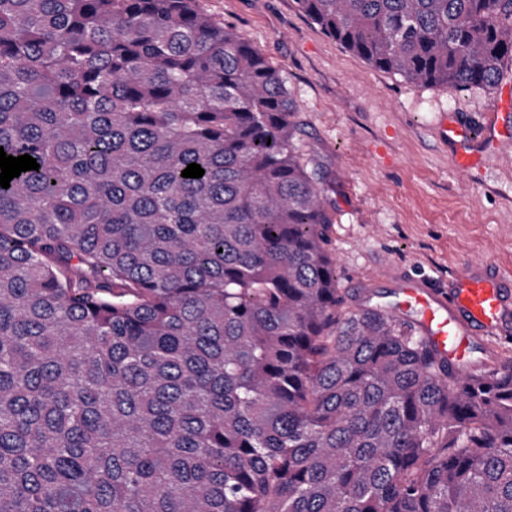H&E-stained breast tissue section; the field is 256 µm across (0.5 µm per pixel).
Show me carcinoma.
I'll return each instance as SVG.
<instances>
[{
  "label": "carcinoma",
  "mask_w": 512,
  "mask_h": 512,
  "mask_svg": "<svg viewBox=\"0 0 512 512\" xmlns=\"http://www.w3.org/2000/svg\"><path fill=\"white\" fill-rule=\"evenodd\" d=\"M296 3L409 82L512 72V0ZM296 116L198 0H0V512H512V360L343 307Z\"/></svg>",
  "instance_id": "obj_1"
}]
</instances>
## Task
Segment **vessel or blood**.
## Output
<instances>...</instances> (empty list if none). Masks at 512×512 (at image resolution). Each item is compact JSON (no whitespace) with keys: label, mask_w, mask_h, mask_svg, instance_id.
<instances>
[{"label":"vessel or blood","mask_w":512,"mask_h":512,"mask_svg":"<svg viewBox=\"0 0 512 512\" xmlns=\"http://www.w3.org/2000/svg\"><path fill=\"white\" fill-rule=\"evenodd\" d=\"M443 136L454 148L456 164L464 170L473 167L477 152L470 123L450 119ZM374 279L390 282L398 312L416 313L421 334L460 368H470L476 343L512 333V292L489 261L467 263L437 289L415 279H392L383 271Z\"/></svg>","instance_id":"1"}]
</instances>
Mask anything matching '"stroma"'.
<instances>
[{"label":"stroma","instance_id":"35a3bbf8","mask_svg":"<svg viewBox=\"0 0 512 512\" xmlns=\"http://www.w3.org/2000/svg\"><path fill=\"white\" fill-rule=\"evenodd\" d=\"M276 66L298 109L305 153L335 210L328 227L346 299L380 266L433 282L485 258L512 273V153L462 173L439 138L448 117L497 110L512 140V78L449 92L375 70L325 35L295 0H203Z\"/></svg>","mask_w":512,"mask_h":512}]
</instances>
